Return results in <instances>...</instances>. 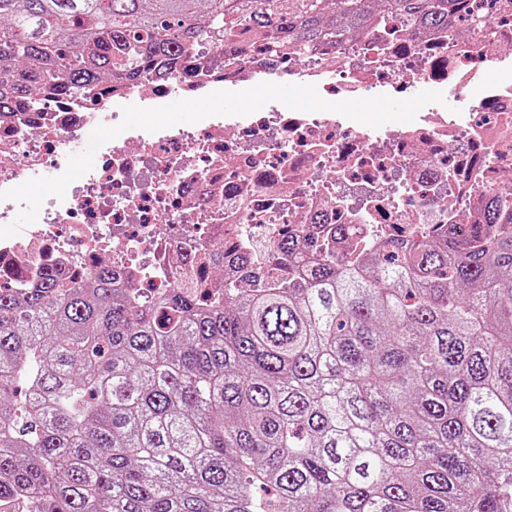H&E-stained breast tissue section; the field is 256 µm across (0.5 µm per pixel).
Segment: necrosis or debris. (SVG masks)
I'll use <instances>...</instances> for the list:
<instances>
[{"mask_svg": "<svg viewBox=\"0 0 512 512\" xmlns=\"http://www.w3.org/2000/svg\"><path fill=\"white\" fill-rule=\"evenodd\" d=\"M470 15L403 37L373 18L330 48L299 52L248 32L199 49L190 77L156 69L89 96H45L0 115V191L63 173L86 131L115 125L122 106L165 105L215 86L247 89L285 74L334 99L417 82L458 95L479 89L465 118L433 105L408 127L372 135L324 112L268 109L211 117L199 130L125 131L37 221L0 239V284L37 287L44 271L85 280L108 263L118 287L150 297L178 283L199 299L220 283L214 251L258 254L286 237L325 239L348 224L363 247L478 224L512 171V0H470ZM496 81H489V74Z\"/></svg>", "mask_w": 512, "mask_h": 512, "instance_id": "4bbe7bcc", "label": "necrosis or debris"}]
</instances>
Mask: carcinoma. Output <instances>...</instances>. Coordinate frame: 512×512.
Returning <instances> with one entry per match:
<instances>
[{
	"label": "carcinoma",
	"instance_id": "1",
	"mask_svg": "<svg viewBox=\"0 0 512 512\" xmlns=\"http://www.w3.org/2000/svg\"><path fill=\"white\" fill-rule=\"evenodd\" d=\"M373 0H0V113L242 31L305 52ZM462 0H382L446 27ZM512 197L444 239L247 254L201 303L0 288V501L33 512H512Z\"/></svg>",
	"mask_w": 512,
	"mask_h": 512
}]
</instances>
